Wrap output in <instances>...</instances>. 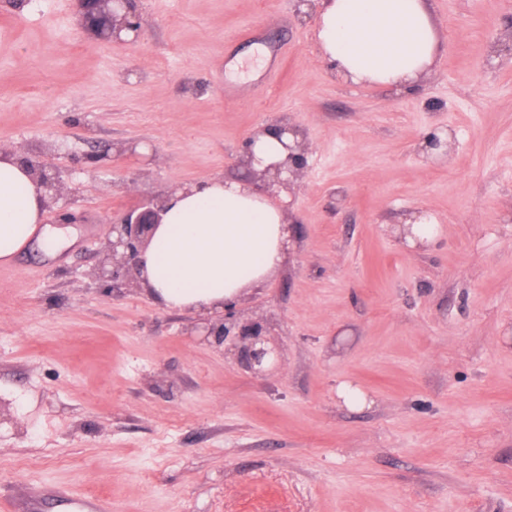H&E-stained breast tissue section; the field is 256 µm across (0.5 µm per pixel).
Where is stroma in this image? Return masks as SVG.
Instances as JSON below:
<instances>
[{"label": "stroma", "mask_w": 512, "mask_h": 512, "mask_svg": "<svg viewBox=\"0 0 512 512\" xmlns=\"http://www.w3.org/2000/svg\"><path fill=\"white\" fill-rule=\"evenodd\" d=\"M136 4L139 43L110 47L70 0H0V149L59 168L44 222L75 218L0 271V512H63L38 485L112 512H512V0H432L410 92L333 73L291 0ZM271 122L310 153L290 259L236 302L281 349L256 376L240 338L95 272L111 221L236 174ZM436 127L444 158L420 149ZM416 214L431 247L399 237Z\"/></svg>", "instance_id": "35a3bbf8"}]
</instances>
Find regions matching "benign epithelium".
I'll return each instance as SVG.
<instances>
[{"instance_id":"obj_1","label":"benign epithelium","mask_w":512,"mask_h":512,"mask_svg":"<svg viewBox=\"0 0 512 512\" xmlns=\"http://www.w3.org/2000/svg\"><path fill=\"white\" fill-rule=\"evenodd\" d=\"M81 28L91 37L105 45H132L142 35V21L136 13L132 0H72ZM274 129L283 135L293 136V143L286 145L288 154L284 161L274 167L256 171L246 168L245 177L259 186L269 189L275 185L289 186L306 168L307 146L303 133L294 125L274 124L257 129L263 133ZM453 133L436 129L427 137V147L440 155H448ZM33 173L38 188L45 191L49 198L57 196L60 181L51 168L36 163L26 157L20 158ZM164 205L162 199H150L130 207L120 221L108 225V253L98 267L96 276L112 282V286L134 285L142 287V255L162 224ZM195 331L208 341L224 343L229 336L237 335L246 340L243 359L246 368L253 374L263 376L270 367L281 359V352L269 345L264 337L262 326L257 323L241 324L229 312L218 314L209 324L195 328Z\"/></svg>"}]
</instances>
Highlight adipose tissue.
Segmentation results:
<instances>
[{
    "mask_svg": "<svg viewBox=\"0 0 512 512\" xmlns=\"http://www.w3.org/2000/svg\"><path fill=\"white\" fill-rule=\"evenodd\" d=\"M317 38L348 82L411 91L432 66L438 39L427 0H321ZM165 214L142 256L160 305L202 315L263 287L288 261L292 232L281 206L246 180L213 177L164 198ZM47 198L30 170L0 152V258L41 223Z\"/></svg>",
    "mask_w": 512,
    "mask_h": 512,
    "instance_id": "obj_1",
    "label": "adipose tissue"
}]
</instances>
